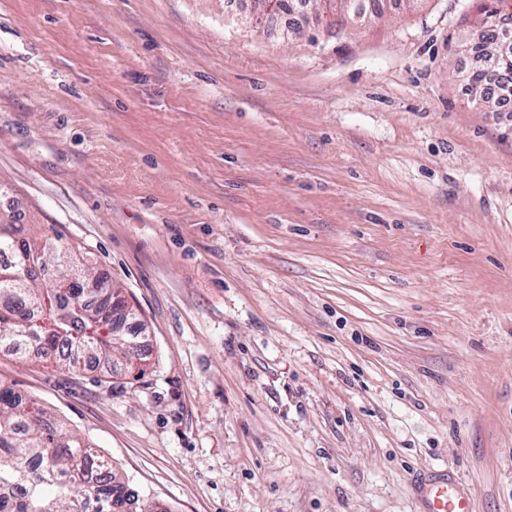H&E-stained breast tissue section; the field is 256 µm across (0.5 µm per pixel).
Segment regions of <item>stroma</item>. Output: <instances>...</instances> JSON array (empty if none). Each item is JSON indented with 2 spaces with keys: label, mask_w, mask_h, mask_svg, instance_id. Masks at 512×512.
I'll return each mask as SVG.
<instances>
[{
  "label": "stroma",
  "mask_w": 512,
  "mask_h": 512,
  "mask_svg": "<svg viewBox=\"0 0 512 512\" xmlns=\"http://www.w3.org/2000/svg\"><path fill=\"white\" fill-rule=\"evenodd\" d=\"M476 0L332 37L252 0H0V213L117 281L144 372L0 381L154 512H512V105ZM427 512H475L473 500L460 493L454 483L436 481L426 488Z\"/></svg>",
  "instance_id": "35a3bbf8"
}]
</instances>
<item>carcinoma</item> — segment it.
Here are the masks:
<instances>
[{
  "label": "carcinoma",
  "mask_w": 512,
  "mask_h": 512,
  "mask_svg": "<svg viewBox=\"0 0 512 512\" xmlns=\"http://www.w3.org/2000/svg\"><path fill=\"white\" fill-rule=\"evenodd\" d=\"M326 29L345 24V0H319ZM302 0H268L274 15H291ZM512 0L481 4L466 52L479 64L497 56L496 71L512 72V43L504 22ZM0 343L26 358L53 359L70 372L83 358L129 362V336L112 335L113 294L118 283L95 274L59 236L20 224H0ZM67 430L36 399L0 382V512H133L139 496L117 478L110 463Z\"/></svg>",
  "instance_id": "obj_1"
}]
</instances>
